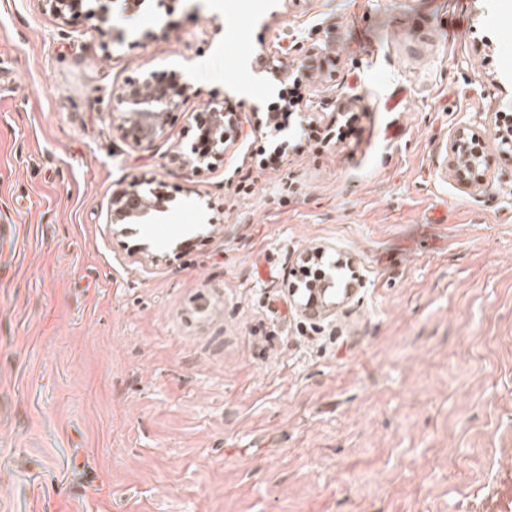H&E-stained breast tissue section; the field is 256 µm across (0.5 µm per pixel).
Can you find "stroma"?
<instances>
[{
	"mask_svg": "<svg viewBox=\"0 0 512 512\" xmlns=\"http://www.w3.org/2000/svg\"><path fill=\"white\" fill-rule=\"evenodd\" d=\"M105 7L0 0V512L512 507V0ZM169 79L124 140L123 88ZM214 98L243 123L196 170ZM152 188L154 223H109ZM316 248L356 279L308 318ZM300 80H302V78L299 76V71L292 74V77H289L288 84H285V87L282 89V94H280L278 101L268 105L267 111L263 113L264 128L267 132L277 129L280 130L288 126L291 116V113L288 112H290V108L296 106V100L298 98L296 90L298 89ZM290 84L293 88L287 87V85ZM176 96L167 87L150 83L123 90L119 96L125 105L120 126L123 138L139 143L155 137L164 126L167 115L178 108ZM448 152L453 158V165L456 168L458 180L461 182L466 180L465 167L467 166V169L472 170L477 160L483 156L482 151L479 149L468 150V144L464 141V129H460L455 135L448 147ZM460 153H462V157H460ZM466 157L470 160L466 166L463 165L464 168H461L460 163Z\"/></svg>",
	"mask_w": 512,
	"mask_h": 512,
	"instance_id": "1",
	"label": "stroma"
}]
</instances>
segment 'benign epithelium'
<instances>
[{"label": "benign epithelium", "mask_w": 512, "mask_h": 512, "mask_svg": "<svg viewBox=\"0 0 512 512\" xmlns=\"http://www.w3.org/2000/svg\"><path fill=\"white\" fill-rule=\"evenodd\" d=\"M120 100L125 105L123 123L120 126L122 136L134 143L155 137L164 126L167 115L178 108L176 93L165 86L150 83L130 86L120 94ZM200 130L210 141L211 148L224 147V102L216 98L210 101L207 119L200 123ZM448 152L453 158V165L461 182L466 180L465 170L473 169L477 160L483 156L478 149H468L462 129L450 143ZM153 211H163L161 197L150 201L142 192L125 191L112 200L110 223L143 224ZM333 285L332 276H324L312 288L311 299L299 304L303 314L311 317L327 315L336 306L338 290Z\"/></svg>", "instance_id": "obj_1"}]
</instances>
